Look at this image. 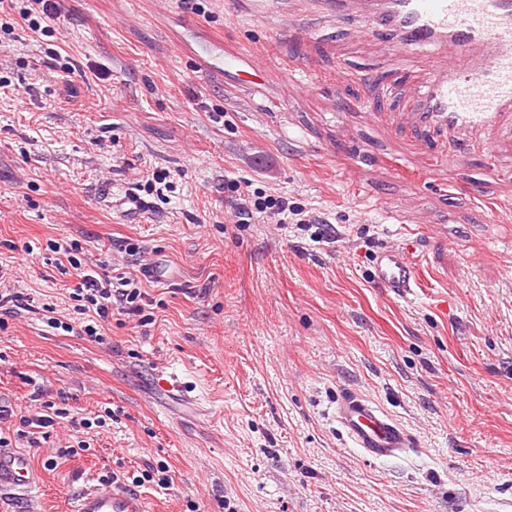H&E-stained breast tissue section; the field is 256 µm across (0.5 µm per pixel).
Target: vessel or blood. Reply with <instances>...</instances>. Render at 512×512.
<instances>
[{"label": "vessel or blood", "mask_w": 512, "mask_h": 512, "mask_svg": "<svg viewBox=\"0 0 512 512\" xmlns=\"http://www.w3.org/2000/svg\"><path fill=\"white\" fill-rule=\"evenodd\" d=\"M238 15L264 20L287 11L289 24L319 30L327 22L362 20L364 29L395 55L415 50L444 55L404 101L411 124L440 134L458 148L512 118V0H233ZM372 280L403 296L418 284L403 248L388 245L375 257ZM336 419L352 445L381 460L416 447L417 439L387 412L358 393H343ZM34 479L28 456L0 447V491ZM77 512H146L127 486L104 484L84 493Z\"/></svg>", "instance_id": "1"}]
</instances>
